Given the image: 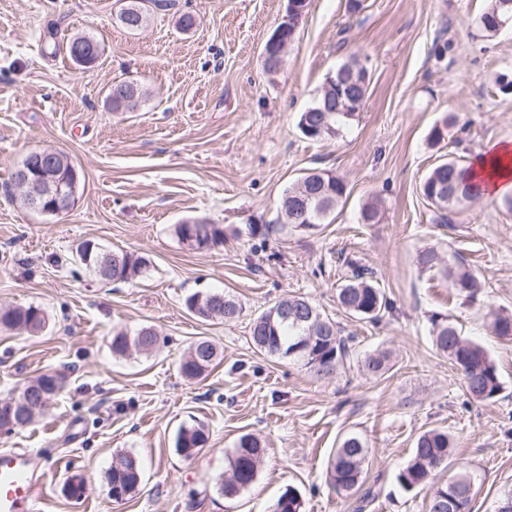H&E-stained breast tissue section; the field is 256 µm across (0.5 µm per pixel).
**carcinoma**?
I'll use <instances>...</instances> for the list:
<instances>
[{"label":"carcinoma","mask_w":512,"mask_h":512,"mask_svg":"<svg viewBox=\"0 0 512 512\" xmlns=\"http://www.w3.org/2000/svg\"><path fill=\"white\" fill-rule=\"evenodd\" d=\"M176 7V0H124L117 17L127 14L133 22L144 28L151 16ZM512 15V0H489L488 7L479 16L476 28L481 36L497 35L496 20ZM70 58L82 66H90L101 54L100 43L92 36L83 34L75 42H69ZM369 73L359 60L351 58L328 76L318 98L301 113L299 127L310 139L339 136L343 129L356 120L368 92ZM112 96L106 97L112 110L133 112L147 96V92L133 82L120 81L108 88ZM458 122V116L448 114L431 132L432 143L444 139V131ZM55 180L68 187L79 188L78 174L67 155L56 159L53 168ZM422 195L436 209L438 221H446V214L461 209L466 203L481 195L479 183L472 175L470 165L454 159L437 164L423 181ZM347 196L346 184L335 175L312 169L286 189L280 199L284 202L304 201L307 210H286L287 223L296 231L307 232L326 223ZM178 239L194 249H208L224 242V226L211 224L205 219H194L189 224L175 227ZM110 252L113 257L112 273L104 277L98 273V258ZM75 261L97 280L104 283L130 282L147 274L150 261L123 249L110 251L90 241L76 251ZM416 264L422 270H438L448 277L453 288L468 297L483 288L482 280L472 271L457 265L453 257H444L433 247L417 252ZM337 302L349 315L360 320L377 322L392 309L391 302L379 287L373 273L365 268L354 267L352 276L337 289ZM216 312V319L231 322L242 313V306L234 298L222 292L197 291L185 300L187 308L196 304ZM296 311L297 316L285 317L282 307ZM432 343L435 349L461 374L466 395L476 401H488L498 396L502 389L496 366L486 351L478 344L460 336L456 327L445 318H431ZM47 325L44 310L29 305L0 309V329L23 330L31 335L42 332ZM494 332L503 337L512 336V312H496L493 318ZM144 328L132 333L123 329L113 333L112 355L127 358L132 353L148 355L160 347V343L140 341ZM250 340L255 349L266 355L293 359L320 378L330 377L349 363L355 352L356 337L344 335L339 323L321 314L318 308L303 297L292 296L274 303L255 317L250 328ZM219 357L217 347L207 339L191 344L179 363V372L187 380H197L215 366ZM389 354L374 352L364 358V371L374 377L388 371ZM65 388L64 379L47 371L26 383L20 394L32 393L48 399L57 397ZM208 441V434L200 426H187L179 430L176 448L187 457L199 452ZM454 445L445 430L432 428L423 431L416 439L414 448L404 468L398 474L402 487L411 490L432 478L435 471L448 463ZM369 449L362 438L355 434L345 436L329 462V479L338 492L350 494L363 484L364 466ZM266 449L254 436H241L228 458L224 476L218 478L226 496H234L247 489L255 481L265 458ZM140 482L137 461L127 452L112 454L108 469L109 494H117L122 501ZM475 489L467 494L459 492L455 482H441L432 488L428 512H471ZM274 512H302V501L292 489L286 490L274 505Z\"/></svg>","instance_id":"carcinoma-1"}]
</instances>
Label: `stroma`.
Listing matches in <instances>:
<instances>
[{"label": "stroma", "instance_id": "35a3bbf8", "mask_svg": "<svg viewBox=\"0 0 512 512\" xmlns=\"http://www.w3.org/2000/svg\"><path fill=\"white\" fill-rule=\"evenodd\" d=\"M177 3L197 19L190 31L170 11L128 32L116 21L118 0H0V306L32 304L48 317L37 335L0 331V400L45 371L67 377L31 424L0 434V449H28L44 473L40 512H273L290 488L302 512H356L357 495L336 493L327 476L340 440L355 434L369 448L364 485L376 493L364 512H428L429 487L404 489L397 475L415 438L438 427L456 441L439 480L471 474L473 512H496L512 488V338L494 333L491 314L512 312V209L483 197L439 224L420 186L443 159L466 162L491 143H512V93L495 82L512 76V24L481 37L475 21L488 0H364L355 14L347 0H307L271 71L263 48L288 0ZM87 32L102 53L80 67L66 46ZM353 57L370 73L358 118L341 136L305 137L300 113ZM119 81L148 92L139 111L109 110L105 90ZM449 113L458 125L431 144ZM43 147L67 154L80 177L74 207L57 216L24 209L8 193L15 168ZM315 168L341 178L348 199L331 223L298 232L283 224L278 202ZM374 197L380 221L362 223L361 207ZM195 218L243 233L194 250L174 227ZM250 224L269 231L247 234ZM85 241L145 256L151 272L102 284L72 259ZM425 246L481 278L476 298L418 269ZM354 263L374 272L393 305L378 323L336 305ZM201 290L233 296L240 317L189 313L186 297ZM288 295L353 332L358 356L388 350L389 371L373 378L354 364L320 379L257 352L252 320ZM434 314L485 348L502 382L495 399L468 400L432 347ZM142 326L158 331L160 348L113 357V332ZM200 338L223 356L188 381L179 360ZM197 423L208 441L188 459L175 439ZM245 434L266 456L255 482L229 498L217 479ZM117 450L141 471L119 502L107 482ZM74 475L86 487L78 500L63 492Z\"/></svg>", "mask_w": 512, "mask_h": 512}]
</instances>
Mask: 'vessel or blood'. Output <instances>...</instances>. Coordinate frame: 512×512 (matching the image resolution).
Masks as SVG:
<instances>
[{
    "instance_id": "b4317fda",
    "label": "vessel or blood",
    "mask_w": 512,
    "mask_h": 512,
    "mask_svg": "<svg viewBox=\"0 0 512 512\" xmlns=\"http://www.w3.org/2000/svg\"><path fill=\"white\" fill-rule=\"evenodd\" d=\"M40 478L26 450L0 451V512H37Z\"/></svg>"
}]
</instances>
